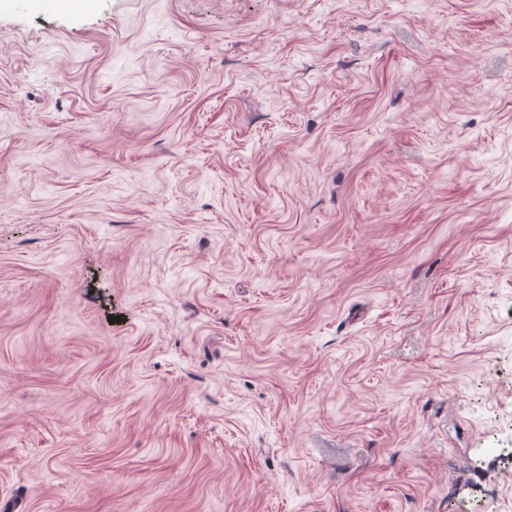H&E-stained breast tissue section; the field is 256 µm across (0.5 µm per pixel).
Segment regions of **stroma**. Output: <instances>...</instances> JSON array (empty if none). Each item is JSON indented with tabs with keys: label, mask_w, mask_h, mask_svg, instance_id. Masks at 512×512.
<instances>
[{
	"label": "stroma",
	"mask_w": 512,
	"mask_h": 512,
	"mask_svg": "<svg viewBox=\"0 0 512 512\" xmlns=\"http://www.w3.org/2000/svg\"><path fill=\"white\" fill-rule=\"evenodd\" d=\"M512 0L0 10V512H512Z\"/></svg>",
	"instance_id": "stroma-1"
}]
</instances>
